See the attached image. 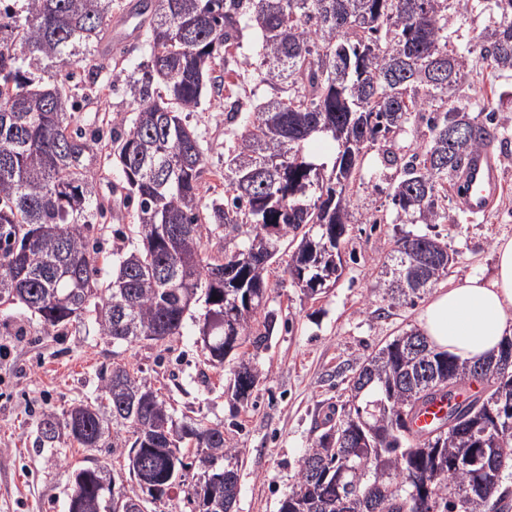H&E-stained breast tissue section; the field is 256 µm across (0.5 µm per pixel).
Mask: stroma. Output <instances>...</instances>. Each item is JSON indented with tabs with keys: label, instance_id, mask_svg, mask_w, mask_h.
Listing matches in <instances>:
<instances>
[{
	"label": "stroma",
	"instance_id": "35a3bbf8",
	"mask_svg": "<svg viewBox=\"0 0 512 512\" xmlns=\"http://www.w3.org/2000/svg\"><path fill=\"white\" fill-rule=\"evenodd\" d=\"M484 0L466 14L448 12V34L455 48L475 42L490 21ZM135 39L122 44L107 38L101 58L102 77L109 87L101 103L86 106L87 128L102 121L124 123L132 106L114 86L116 64L143 61L141 51L147 16H132ZM512 92V73L496 71L479 55H471L470 72L457 87L455 100L480 103L498 113L500 145L494 146L501 189L487 213L473 216L456 192L444 203L447 217L439 224L407 225L392 203L395 169L368 149L362 181L351 198V222L341 243L345 270L333 287L306 297L287 272L288 255L271 265L268 310L278 316L265 347L250 351L262 375L247 404L225 395L234 358L223 367L206 364L194 322L183 335L164 343L115 344L98 334L91 319L73 323L61 334L43 329L23 309L0 312V512H68L71 474L79 466L111 464L117 482L129 483L122 457L108 448L84 450L60 438L39 445L37 423L43 411L59 410L101 395L102 379L115 365H125L161 389L175 417L203 416L221 424L224 435L239 450V493L232 512H279L281 500L297 480L301 458L323 430L329 411L348 406L351 383L364 358L401 331L417 327L419 306H389L384 300L382 270L389 264L397 239L406 233L438 236L455 254V263L441 286L471 275L491 277L495 243L512 238V112L501 109L502 93ZM207 149L206 184L217 185L213 172L224 154V103L206 97L191 113ZM101 201L112 212L97 235L105 251L116 248L112 237L129 217L118 175L112 166L99 174Z\"/></svg>",
	"mask_w": 512,
	"mask_h": 512
}]
</instances>
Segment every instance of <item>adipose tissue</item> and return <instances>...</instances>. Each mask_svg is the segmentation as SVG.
I'll list each match as a JSON object with an SVG mask.
<instances>
[{"instance_id":"1","label":"adipose tissue","mask_w":512,"mask_h":512,"mask_svg":"<svg viewBox=\"0 0 512 512\" xmlns=\"http://www.w3.org/2000/svg\"><path fill=\"white\" fill-rule=\"evenodd\" d=\"M491 278H464L435 291L419 316L428 342L461 360L476 362L497 353L512 338V239L496 247Z\"/></svg>"}]
</instances>
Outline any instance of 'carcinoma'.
<instances>
[{
	"mask_svg": "<svg viewBox=\"0 0 512 512\" xmlns=\"http://www.w3.org/2000/svg\"><path fill=\"white\" fill-rule=\"evenodd\" d=\"M493 14L479 36V56L512 72V0H485ZM117 0H0V308L26 307L60 331L86 313L114 342L164 341L183 335L196 307L198 333L209 337L205 361L221 367L245 344L261 348L276 315L266 305L267 274L283 243L288 273L304 294L325 289L326 265L313 250L340 252L350 223V193L364 149L399 171L391 194L409 224H438L448 188L469 158L498 139L493 115L479 121L452 96L470 59L448 48V0H148L147 59L119 72L135 105L121 131L88 130L76 113L99 98L96 64ZM251 29V70L224 86L229 56ZM83 62V76L67 68ZM270 90L250 106L249 89ZM81 94H75V90ZM229 90L223 94V90ZM224 95V193L203 192L204 151L188 122L207 92ZM426 129L407 156L396 136L413 121ZM466 121L470 135L448 140ZM356 140L357 144L350 143ZM317 140L333 144L332 166L312 160ZM124 179L139 246L116 251L112 279L100 285L103 251L93 238L107 219L98 199L101 159ZM242 237V244L232 241ZM264 240L267 260L236 256ZM390 304L413 303L449 273L448 245L407 233L396 242ZM487 388L450 406L448 420L419 435L413 411L472 383L474 364L402 332L367 357L344 416L306 448L297 481L279 512H507L512 507V362L499 363ZM231 396H252L259 370L245 355ZM107 404L48 410L37 425L47 445L66 431L78 447L117 448L110 426L132 434L124 449L147 462L154 485L173 489L191 512H231L238 495L237 449L205 418L173 420L166 400L144 378L117 365L104 384ZM70 502L79 512H108L124 497L105 466L72 472Z\"/></svg>",
	"mask_w": 512,
	"mask_h": 512,
	"instance_id": "cac0c4a2",
	"label": "carcinoma"
}]
</instances>
